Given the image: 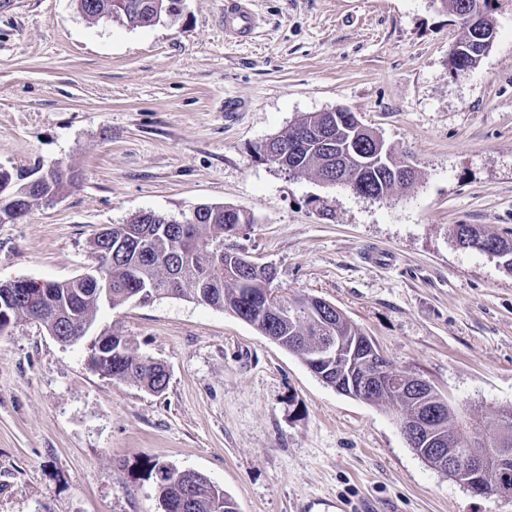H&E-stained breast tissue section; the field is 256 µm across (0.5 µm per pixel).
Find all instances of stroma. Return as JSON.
Masks as SVG:
<instances>
[{"label": "stroma", "mask_w": 512, "mask_h": 512, "mask_svg": "<svg viewBox=\"0 0 512 512\" xmlns=\"http://www.w3.org/2000/svg\"><path fill=\"white\" fill-rule=\"evenodd\" d=\"M224 38V0L148 27L76 0H0V166L62 163L75 184L0 224V282L66 281L109 225L201 203L254 216L233 242L273 288L335 304L392 365L459 414L512 406V273L460 248L457 224L512 232V0L449 71L463 28L440 0H255ZM343 107L417 177L387 198L293 176L260 153L302 116ZM378 249L382 262L367 256ZM169 373L162 394L103 378L89 339L0 332V512H161L148 464L220 485L239 512H512L410 448L395 413L340 394L223 310L161 298L101 308ZM254 0L224 1V35L236 42L247 41L258 28Z\"/></svg>", "instance_id": "stroma-1"}]
</instances>
